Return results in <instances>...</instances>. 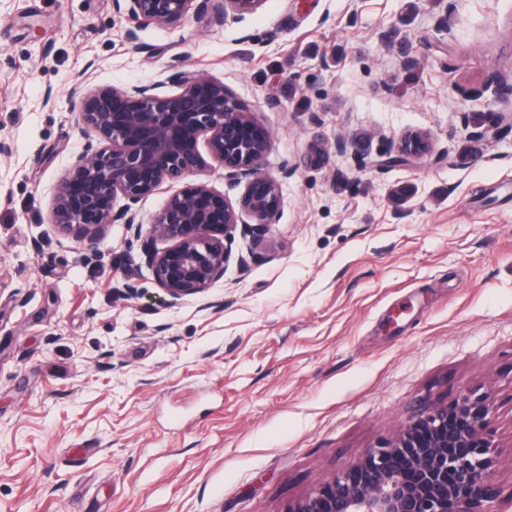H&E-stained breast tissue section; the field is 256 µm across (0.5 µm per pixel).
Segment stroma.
I'll use <instances>...</instances> for the list:
<instances>
[{
    "instance_id": "35a3bbf8",
    "label": "stroma",
    "mask_w": 512,
    "mask_h": 512,
    "mask_svg": "<svg viewBox=\"0 0 512 512\" xmlns=\"http://www.w3.org/2000/svg\"><path fill=\"white\" fill-rule=\"evenodd\" d=\"M182 70L268 135L281 204L173 304L126 225L79 241L48 213L97 142L84 91L173 94ZM494 76L512 84V0H265L168 26L0 0V512H284L470 390L512 500V93L468 95ZM408 133L431 151L376 167Z\"/></svg>"
}]
</instances>
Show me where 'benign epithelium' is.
<instances>
[{
  "label": "benign epithelium",
  "instance_id": "benign-epithelium-1",
  "mask_svg": "<svg viewBox=\"0 0 512 512\" xmlns=\"http://www.w3.org/2000/svg\"><path fill=\"white\" fill-rule=\"evenodd\" d=\"M264 0H112L117 12L148 23L171 25L192 10L217 18L259 9ZM180 91L157 93L156 85L90 88L76 124L96 133L101 146L75 157L60 179L48 222L79 241L95 239L106 224H125L141 237L132 205L165 183L203 171L210 159L245 183L241 210L203 182L173 195L142 241L145 265L175 304L207 292L224 276L236 229L261 239L280 205L276 179L261 175L267 135L224 83L193 72L176 76ZM429 138H400L380 165L401 167L427 153ZM127 204L114 209L117 197ZM164 247H158V243ZM486 396L476 391L439 401L415 413L393 438L382 440L344 473L285 512H499L493 482L497 459Z\"/></svg>",
  "mask_w": 512,
  "mask_h": 512
}]
</instances>
